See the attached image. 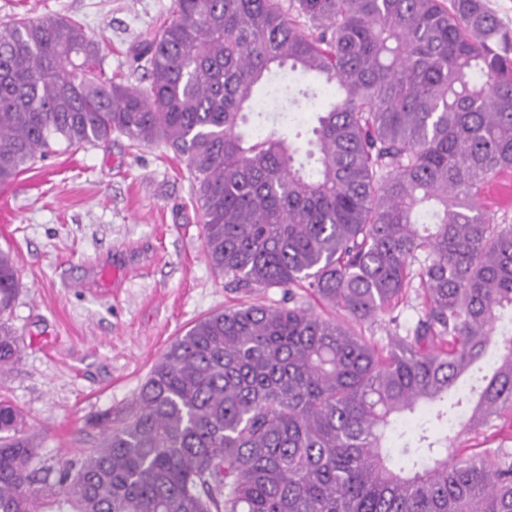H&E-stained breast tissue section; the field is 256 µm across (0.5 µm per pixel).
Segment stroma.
Segmentation results:
<instances>
[{"label":"stroma","instance_id":"obj_1","mask_svg":"<svg viewBox=\"0 0 512 512\" xmlns=\"http://www.w3.org/2000/svg\"><path fill=\"white\" fill-rule=\"evenodd\" d=\"M173 12V0H0V21L57 15L98 42L107 76L147 87L130 49ZM204 218L183 161L163 143L60 142L0 188V250L20 275L10 324L21 358L0 373V397L39 436L32 467L78 463L101 434L94 419L133 400L152 365L199 318L242 303L284 304L282 289L244 292L215 275ZM423 308L409 290L391 316L358 324L376 348L405 334ZM512 449V419L454 439Z\"/></svg>","mask_w":512,"mask_h":512}]
</instances>
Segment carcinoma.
I'll return each instance as SVG.
<instances>
[{"label": "carcinoma", "instance_id": "carcinoma-1", "mask_svg": "<svg viewBox=\"0 0 512 512\" xmlns=\"http://www.w3.org/2000/svg\"><path fill=\"white\" fill-rule=\"evenodd\" d=\"M98 57L72 20L0 22V185L58 140L162 141L229 286L304 288L355 322L416 280L425 301L385 351L297 304L197 320L59 470L67 512H512V453L448 445L512 411V224L481 202L512 168V34L482 0H174L133 51L148 87ZM295 72L338 90L306 150L286 133ZM18 293L1 250L0 371ZM25 427L1 400L0 512H41Z\"/></svg>", "mask_w": 512, "mask_h": 512}]
</instances>
